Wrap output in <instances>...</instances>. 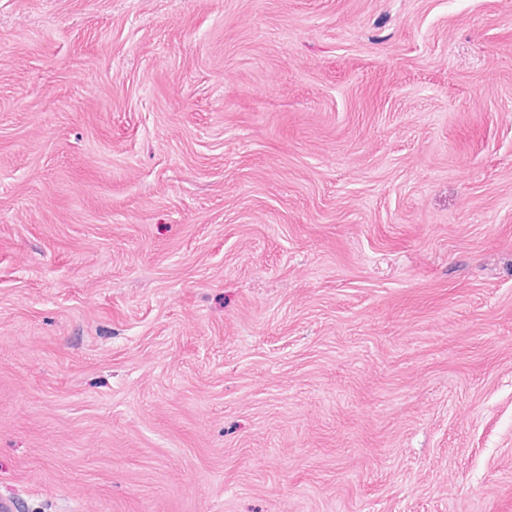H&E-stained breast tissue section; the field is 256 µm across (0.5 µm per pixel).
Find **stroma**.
Returning <instances> with one entry per match:
<instances>
[{
	"mask_svg": "<svg viewBox=\"0 0 512 512\" xmlns=\"http://www.w3.org/2000/svg\"><path fill=\"white\" fill-rule=\"evenodd\" d=\"M512 512V0H0V499Z\"/></svg>",
	"mask_w": 512,
	"mask_h": 512,
	"instance_id": "obj_1",
	"label": "stroma"
}]
</instances>
